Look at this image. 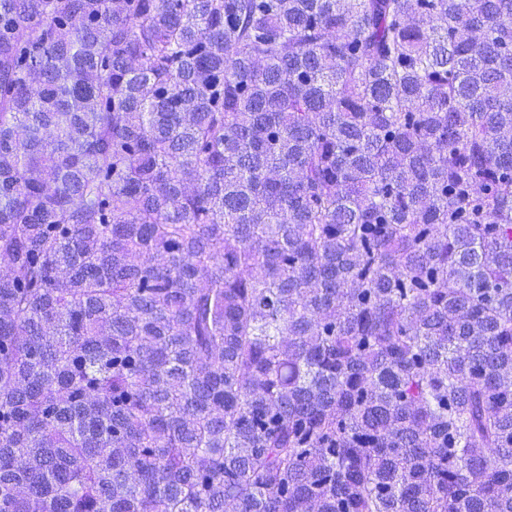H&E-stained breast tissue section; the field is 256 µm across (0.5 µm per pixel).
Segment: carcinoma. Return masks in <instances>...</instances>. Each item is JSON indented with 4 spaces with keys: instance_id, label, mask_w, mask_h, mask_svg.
Instances as JSON below:
<instances>
[{
    "instance_id": "carcinoma-1",
    "label": "carcinoma",
    "mask_w": 512,
    "mask_h": 512,
    "mask_svg": "<svg viewBox=\"0 0 512 512\" xmlns=\"http://www.w3.org/2000/svg\"><path fill=\"white\" fill-rule=\"evenodd\" d=\"M0 512H512V0H0Z\"/></svg>"
}]
</instances>
